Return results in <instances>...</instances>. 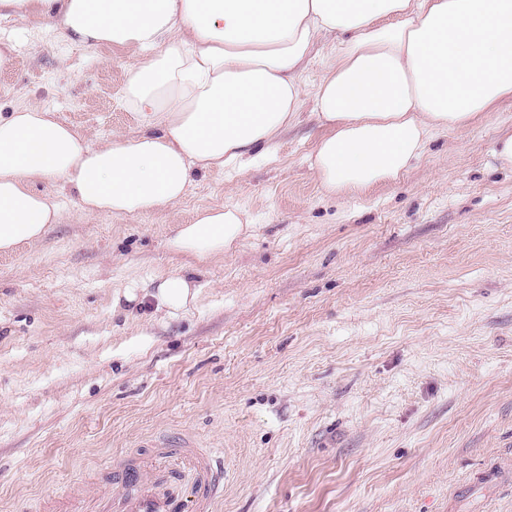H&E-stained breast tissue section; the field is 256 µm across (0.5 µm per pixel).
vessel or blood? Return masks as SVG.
<instances>
[{
    "label": "vessel or blood",
    "mask_w": 512,
    "mask_h": 512,
    "mask_svg": "<svg viewBox=\"0 0 512 512\" xmlns=\"http://www.w3.org/2000/svg\"><path fill=\"white\" fill-rule=\"evenodd\" d=\"M151 454L132 452L104 480L112 494L103 512H215L224 495V455L192 447L188 440L158 439ZM177 465L180 472L164 490H156L158 471Z\"/></svg>",
    "instance_id": "obj_1"
}]
</instances>
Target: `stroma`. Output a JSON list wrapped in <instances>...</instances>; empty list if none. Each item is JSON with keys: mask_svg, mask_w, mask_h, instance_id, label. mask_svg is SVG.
<instances>
[{"mask_svg": "<svg viewBox=\"0 0 512 512\" xmlns=\"http://www.w3.org/2000/svg\"><path fill=\"white\" fill-rule=\"evenodd\" d=\"M14 48L0 116L37 103L93 144L129 134L132 50L85 49L0 17ZM304 104L276 161L194 174L149 215L66 214L0 254V512H39L168 434L224 451L217 512H512V170L494 158L512 100L435 133L397 182L326 194L323 131ZM224 203L255 230L206 262L172 225ZM200 292L175 317L130 281L181 270Z\"/></svg>", "mask_w": 512, "mask_h": 512, "instance_id": "obj_1", "label": "stroma"}]
</instances>
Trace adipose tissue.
<instances>
[{"label":"adipose tissue","mask_w":512,"mask_h":512,"mask_svg":"<svg viewBox=\"0 0 512 512\" xmlns=\"http://www.w3.org/2000/svg\"><path fill=\"white\" fill-rule=\"evenodd\" d=\"M55 38L138 51L124 87L139 129L102 145L29 103L0 116V253L41 240L63 211L39 182L76 194L81 214L122 217L178 203L193 173L271 158L305 96L324 129L310 166L327 194L400 180L433 132L467 126L512 97V0H0ZM332 60L301 75L320 43ZM254 230L215 204L173 225L167 248L203 261ZM170 316L198 288L185 273L149 287Z\"/></svg>","instance_id":"1"}]
</instances>
